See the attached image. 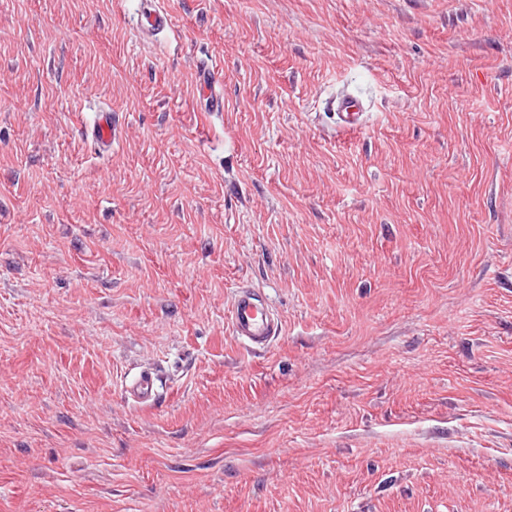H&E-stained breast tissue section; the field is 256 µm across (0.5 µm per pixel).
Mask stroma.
Wrapping results in <instances>:
<instances>
[{
  "label": "stroma",
  "mask_w": 512,
  "mask_h": 512,
  "mask_svg": "<svg viewBox=\"0 0 512 512\" xmlns=\"http://www.w3.org/2000/svg\"><path fill=\"white\" fill-rule=\"evenodd\" d=\"M142 2L0 0V512H512V0ZM172 26V19L161 5L160 0H145L138 25L139 33L143 38L163 32ZM333 112H336V126L340 131L359 128L363 123L362 105L354 98L342 96L331 102ZM118 126V115L112 114V110L103 109L94 114L87 132L99 151L109 152L116 143ZM230 326L232 335L251 349L267 347L282 329L278 314L248 288H239L237 292ZM125 394L139 404L151 405L157 398L156 378L152 372H143L125 386Z\"/></svg>",
  "instance_id": "stroma-1"
}]
</instances>
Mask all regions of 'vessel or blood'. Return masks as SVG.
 <instances>
[{"instance_id":"1","label":"vessel or blood","mask_w":512,"mask_h":512,"mask_svg":"<svg viewBox=\"0 0 512 512\" xmlns=\"http://www.w3.org/2000/svg\"><path fill=\"white\" fill-rule=\"evenodd\" d=\"M172 19L161 4V0H145L138 25L142 37L149 38L169 29ZM331 108L337 116L338 130L359 128L363 123V108L354 98L342 96L332 100ZM118 115L104 109L96 112L87 132L99 151H111L117 140ZM230 326L233 336L252 349L267 347L279 336L282 324L278 314L261 297L250 289H239L231 309ZM125 393L137 403L150 405L157 398L156 378L144 372L125 386Z\"/></svg>"}]
</instances>
